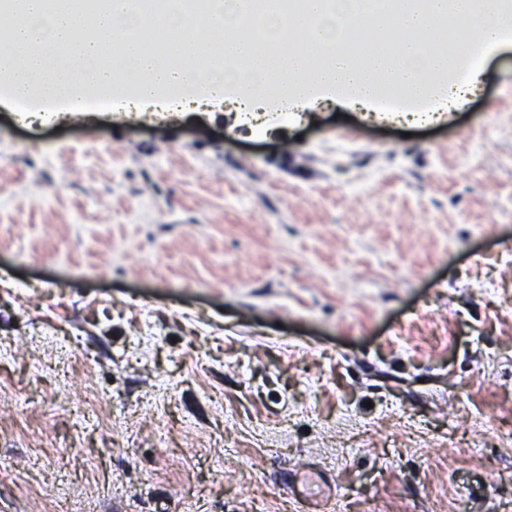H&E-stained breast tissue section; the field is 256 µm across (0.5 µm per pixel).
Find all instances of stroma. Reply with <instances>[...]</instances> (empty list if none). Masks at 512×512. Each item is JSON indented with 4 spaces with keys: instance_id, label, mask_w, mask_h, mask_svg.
Wrapping results in <instances>:
<instances>
[{
    "instance_id": "stroma-1",
    "label": "stroma",
    "mask_w": 512,
    "mask_h": 512,
    "mask_svg": "<svg viewBox=\"0 0 512 512\" xmlns=\"http://www.w3.org/2000/svg\"><path fill=\"white\" fill-rule=\"evenodd\" d=\"M477 80L422 125L0 103V512L53 455L95 512H512V47Z\"/></svg>"
}]
</instances>
